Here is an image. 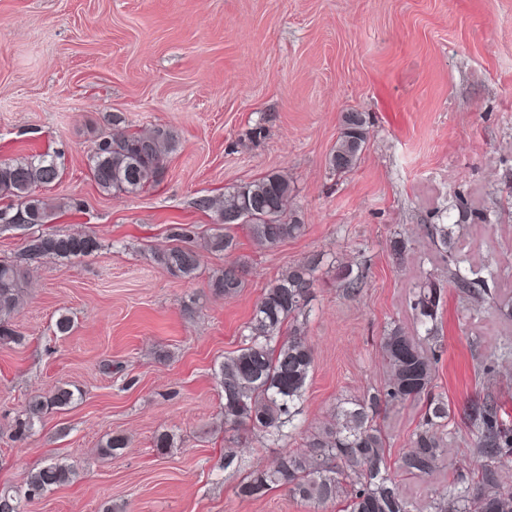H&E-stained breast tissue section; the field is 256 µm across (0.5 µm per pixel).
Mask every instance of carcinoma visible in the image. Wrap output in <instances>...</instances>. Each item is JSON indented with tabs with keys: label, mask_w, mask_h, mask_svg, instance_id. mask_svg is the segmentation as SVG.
Instances as JSON below:
<instances>
[{
	"label": "carcinoma",
	"mask_w": 512,
	"mask_h": 512,
	"mask_svg": "<svg viewBox=\"0 0 512 512\" xmlns=\"http://www.w3.org/2000/svg\"><path fill=\"white\" fill-rule=\"evenodd\" d=\"M368 139V121L363 112H344L340 133L328 164L338 174L352 171L361 159ZM176 148L173 135L156 128L148 132L102 134L88 158V175L99 191L138 195L156 185L161 166ZM59 167L47 154L0 162V197L11 204L0 209V223L12 226L9 217L21 209L31 226L49 223L65 207L37 194L58 180ZM294 186L287 174L270 172L252 182L225 189L200 206L218 216L219 227L201 246L194 245L192 224H172V246L153 254V260L176 278H193L201 267L202 252L224 253L236 249L234 226L247 225L260 249L273 248L300 235L304 225L285 223ZM429 235L446 261L452 258L448 225L433 224ZM101 248L94 234L57 232L31 233L10 261H0V343L18 341L10 323L11 314L25 299L24 285L30 270L46 258L70 260L87 257ZM314 260L288 267L263 289L246 325L243 346L224 357L214 376L224 392V429L259 432L276 447L288 444L289 427L300 413L313 369V353L301 331L316 286ZM245 265L224 266L212 276L209 288L230 296L243 284ZM449 280L470 303L499 305L489 283L496 272L474 278L457 268L448 269ZM346 295L358 294L362 275L349 266L338 268ZM443 287L427 279L415 293L412 309L423 333L410 335L394 324L385 330L380 347L388 367L384 383L353 398L336 403L330 419L307 437L303 447L280 455L273 465L257 466L239 486V493L258 498L274 488L320 512L327 504L340 502L344 512H512V486L500 481V472L512 463V426L501 416L502 407L491 393L470 400L463 411L466 428L464 452L481 459L480 468L459 475L448 487L419 502L399 491L391 472L388 435L378 422L387 410L423 396H430L421 422L409 436V448L395 461L397 471L411 477H430L445 465L448 424L452 420L448 402L431 395L442 353L439 319ZM74 393L59 386L49 397H31L17 419L20 436L52 409L72 404ZM77 469L50 458L32 472L24 485L0 490V508L26 512V507L60 486L73 482Z\"/></svg>",
	"instance_id": "cac0c4a2"
}]
</instances>
